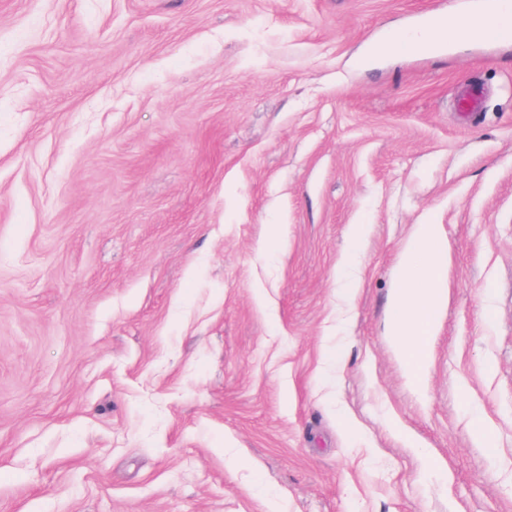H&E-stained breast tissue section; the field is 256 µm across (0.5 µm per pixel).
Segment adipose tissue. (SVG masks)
Instances as JSON below:
<instances>
[{"mask_svg":"<svg viewBox=\"0 0 512 512\" xmlns=\"http://www.w3.org/2000/svg\"><path fill=\"white\" fill-rule=\"evenodd\" d=\"M446 250L433 224L414 225L401 250L400 275L389 307L388 335L412 382L418 373L416 354L429 341L433 311L443 298L440 272Z\"/></svg>","mask_w":512,"mask_h":512,"instance_id":"adipose-tissue-1","label":"adipose tissue"}]
</instances>
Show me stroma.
Returning <instances> with one entry per match:
<instances>
[{
    "instance_id": "obj_1",
    "label": "stroma",
    "mask_w": 512,
    "mask_h": 512,
    "mask_svg": "<svg viewBox=\"0 0 512 512\" xmlns=\"http://www.w3.org/2000/svg\"><path fill=\"white\" fill-rule=\"evenodd\" d=\"M432 12L0 0V512H512V41L372 53ZM447 245L434 224H416L402 247L400 275L389 307L388 336L403 357L407 379L415 383L416 352L430 338L433 310L443 298L440 272Z\"/></svg>"
}]
</instances>
